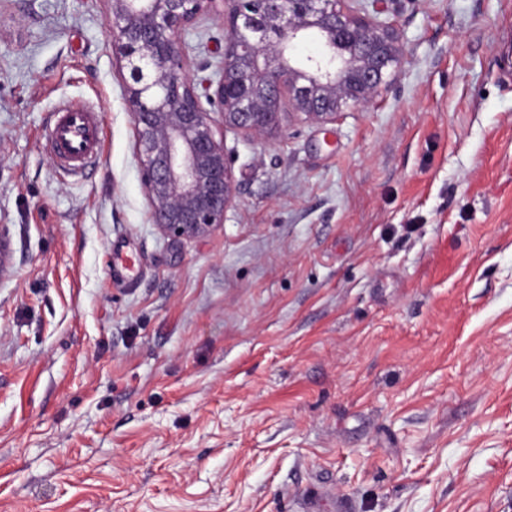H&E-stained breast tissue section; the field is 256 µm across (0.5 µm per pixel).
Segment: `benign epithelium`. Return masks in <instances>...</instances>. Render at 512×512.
<instances>
[{"label":"benign epithelium","mask_w":512,"mask_h":512,"mask_svg":"<svg viewBox=\"0 0 512 512\" xmlns=\"http://www.w3.org/2000/svg\"><path fill=\"white\" fill-rule=\"evenodd\" d=\"M109 2L150 220L164 235L196 238L224 223L235 190L225 130L265 138L287 111L333 122L372 103L407 60L394 23L354 11L349 0ZM211 11L224 24L213 72L207 60L191 65L186 42ZM310 32L323 49L300 65L293 51Z\"/></svg>","instance_id":"benign-epithelium-1"}]
</instances>
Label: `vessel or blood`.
<instances>
[{"label": "vessel or blood", "mask_w": 512, "mask_h": 512, "mask_svg": "<svg viewBox=\"0 0 512 512\" xmlns=\"http://www.w3.org/2000/svg\"><path fill=\"white\" fill-rule=\"evenodd\" d=\"M102 116L79 104L56 109L45 135V148L62 170L78 173L100 157Z\"/></svg>", "instance_id": "b4317fda"}]
</instances>
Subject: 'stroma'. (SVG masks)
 I'll return each instance as SVG.
<instances>
[{"label": "stroma", "instance_id": "stroma-1", "mask_svg": "<svg viewBox=\"0 0 512 512\" xmlns=\"http://www.w3.org/2000/svg\"><path fill=\"white\" fill-rule=\"evenodd\" d=\"M408 61L224 134L235 195L149 217L109 0H0V512H512V0H363ZM217 62L224 24L187 35ZM101 112L98 164L44 148ZM101 135V114L71 102L53 113L45 135V148L59 168L79 173L98 161Z\"/></svg>", "mask_w": 512, "mask_h": 512}]
</instances>
